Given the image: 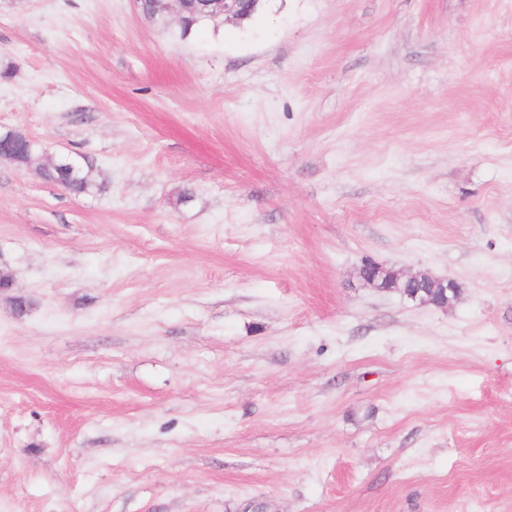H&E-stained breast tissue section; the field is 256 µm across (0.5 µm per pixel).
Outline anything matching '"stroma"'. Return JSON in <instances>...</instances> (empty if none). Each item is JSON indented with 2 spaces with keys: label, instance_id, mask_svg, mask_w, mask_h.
I'll return each instance as SVG.
<instances>
[{
  "label": "stroma",
  "instance_id": "stroma-1",
  "mask_svg": "<svg viewBox=\"0 0 512 512\" xmlns=\"http://www.w3.org/2000/svg\"><path fill=\"white\" fill-rule=\"evenodd\" d=\"M0 130V512H512V0H0ZM265 0H222L219 7L224 10V20H241ZM42 155H49L42 149ZM58 158L49 155L48 163H56ZM75 167L76 172L72 176L68 174L67 165ZM93 167L87 161L76 158L64 157L57 162V165L48 170L41 169L40 174L47 180L61 184L74 194H89L95 191H102L103 186L98 184L92 175Z\"/></svg>",
  "mask_w": 512,
  "mask_h": 512
}]
</instances>
